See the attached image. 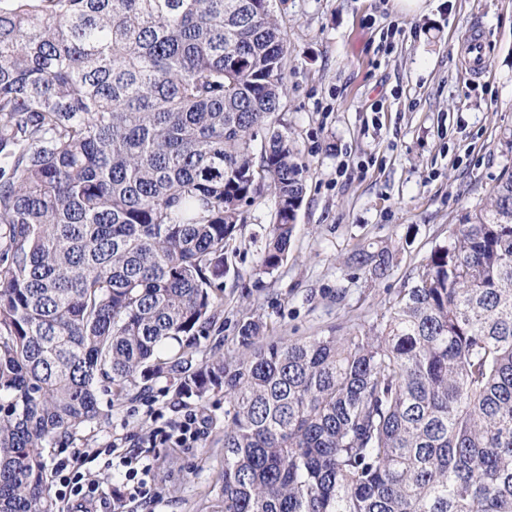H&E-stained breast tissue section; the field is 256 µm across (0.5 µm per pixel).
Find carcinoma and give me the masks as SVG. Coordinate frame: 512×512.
<instances>
[{
    "instance_id": "1",
    "label": "carcinoma",
    "mask_w": 512,
    "mask_h": 512,
    "mask_svg": "<svg viewBox=\"0 0 512 512\" xmlns=\"http://www.w3.org/2000/svg\"><path fill=\"white\" fill-rule=\"evenodd\" d=\"M273 2L0 0V512H55L48 448L158 379L224 392L218 512H512V174L346 335L193 360L244 208L270 273L304 200Z\"/></svg>"
}]
</instances>
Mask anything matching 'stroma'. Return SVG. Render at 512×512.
<instances>
[{"label": "stroma", "mask_w": 512, "mask_h": 512, "mask_svg": "<svg viewBox=\"0 0 512 512\" xmlns=\"http://www.w3.org/2000/svg\"><path fill=\"white\" fill-rule=\"evenodd\" d=\"M288 46L287 91L278 110L305 165L303 204L287 258L264 272L260 257L275 201L263 195L224 254V311L194 352H238L251 318L266 337L345 332L388 303L413 269L489 189L512 171V0H280ZM486 36L487 72L469 74L462 43ZM396 251L372 279L352 261L368 244ZM168 383L113 407L106 424L53 448L48 464L88 448L113 461L150 464L148 495L123 512H217L224 475V396L179 400ZM201 422L197 441L169 433L183 415Z\"/></svg>", "instance_id": "35a3bbf8"}]
</instances>
